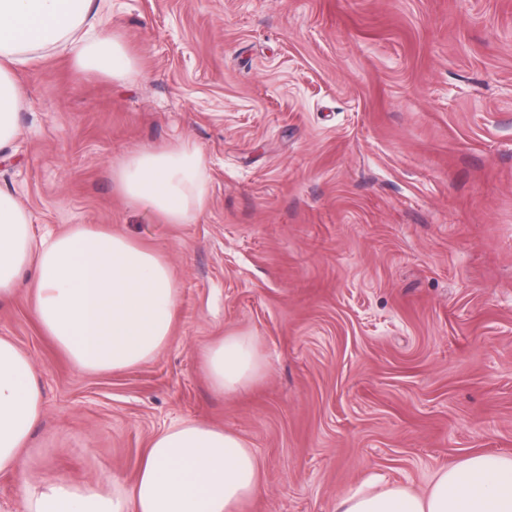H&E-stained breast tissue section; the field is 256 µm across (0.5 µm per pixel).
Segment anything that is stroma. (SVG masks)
<instances>
[{"mask_svg":"<svg viewBox=\"0 0 512 512\" xmlns=\"http://www.w3.org/2000/svg\"><path fill=\"white\" fill-rule=\"evenodd\" d=\"M103 24L136 75L20 69L0 186L37 234L97 224L161 251L180 306L169 346L114 373L72 363L27 288L0 306L43 393L0 512L28 481L129 486L183 421L251 446L243 512H334L368 481L420 492L512 456V0H112ZM178 142L207 163L193 224L112 183L122 155ZM231 333L269 369L226 397L203 353Z\"/></svg>","mask_w":512,"mask_h":512,"instance_id":"stroma-1","label":"stroma"}]
</instances>
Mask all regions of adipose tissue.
Here are the masks:
<instances>
[{
    "mask_svg": "<svg viewBox=\"0 0 512 512\" xmlns=\"http://www.w3.org/2000/svg\"><path fill=\"white\" fill-rule=\"evenodd\" d=\"M106 0H0V151L12 144L27 95L16 69L69 52L78 68L125 82L135 59L102 28ZM112 179L130 203L167 224H193L208 203L202 150L180 142L124 155ZM43 331L79 368L124 371L168 346L179 303L159 251L94 224L36 236L31 213L0 187V304L20 285ZM205 373L223 395L265 373L259 340L232 334L207 347ZM43 413L30 358L0 337V473L16 471ZM261 490L259 461L235 432L185 421L151 438L133 483L110 493L67 481L27 484L23 512H240ZM335 512H512V457L474 453L436 471L429 488L365 482Z\"/></svg>",
    "mask_w": 512,
    "mask_h": 512,
    "instance_id": "obj_1",
    "label": "adipose tissue"
}]
</instances>
